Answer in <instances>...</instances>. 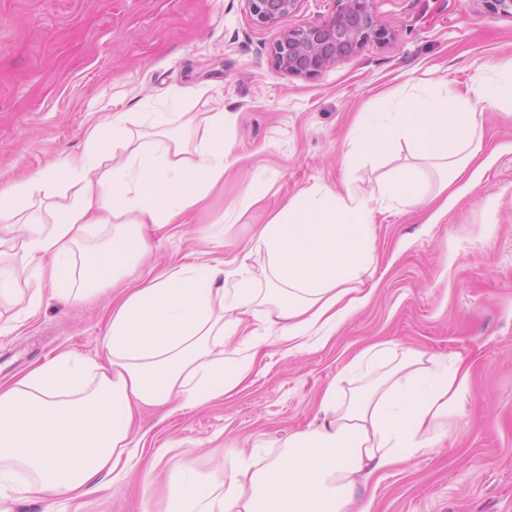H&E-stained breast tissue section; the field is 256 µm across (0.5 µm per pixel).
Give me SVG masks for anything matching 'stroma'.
Listing matches in <instances>:
<instances>
[{"instance_id": "35a3bbf8", "label": "stroma", "mask_w": 512, "mask_h": 512, "mask_svg": "<svg viewBox=\"0 0 512 512\" xmlns=\"http://www.w3.org/2000/svg\"><path fill=\"white\" fill-rule=\"evenodd\" d=\"M388 37L313 76L277 70L273 28L246 0H0V189L89 149L113 113L223 110L236 163L188 224L153 234L136 284L176 264L241 256L258 225L292 196L327 187L364 192L409 163L407 152L344 164L356 115L408 100L447 80L468 95L512 62V15L481 0H373ZM471 186L444 214L434 205L383 204L373 214L379 262L361 285L370 299L330 341L304 351L270 339L231 394L160 419L144 411L141 462L80 512H141L185 467L220 481L241 454L280 455L289 434L320 422L328 386L346 392L361 350L462 359L469 391L434 451L387 471L371 512H512V109H486ZM77 180L28 202L53 224ZM259 194L252 207L246 192ZM112 291L72 304L44 291L36 314L0 334V383L65 352H101Z\"/></svg>"}]
</instances>
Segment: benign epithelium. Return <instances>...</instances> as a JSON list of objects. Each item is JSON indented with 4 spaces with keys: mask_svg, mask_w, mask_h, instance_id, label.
I'll use <instances>...</instances> for the list:
<instances>
[{
    "mask_svg": "<svg viewBox=\"0 0 512 512\" xmlns=\"http://www.w3.org/2000/svg\"><path fill=\"white\" fill-rule=\"evenodd\" d=\"M300 0H247L254 20L277 31L272 46L275 67L288 75L312 76L355 53L387 32L372 12L371 0H336L334 14L320 22L295 26L291 18Z\"/></svg>",
    "mask_w": 512,
    "mask_h": 512,
    "instance_id": "benign-epithelium-1",
    "label": "benign epithelium"
}]
</instances>
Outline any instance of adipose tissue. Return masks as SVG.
Masks as SVG:
<instances>
[{
	"mask_svg": "<svg viewBox=\"0 0 512 512\" xmlns=\"http://www.w3.org/2000/svg\"><path fill=\"white\" fill-rule=\"evenodd\" d=\"M505 106L512 68L469 97L433 82L411 100L359 113L353 152L383 156L404 146L414 164L365 195L319 187L291 197L233 270L182 264L125 288L112 303L102 359L64 354L0 385V487L70 502L101 490V475L121 483L142 452L140 411L171 415L235 391L271 338L298 350L327 343L369 300L356 285L378 264L371 203L447 200L482 149L484 110ZM192 121L186 112H155L135 133L115 116L90 137L93 150L117 152L109 178L93 176L82 157L1 189L0 259L18 254L22 267L0 262V299L16 295L23 313L36 311L46 282L66 300L87 301L141 262L151 230L186 223L232 165L223 112L207 113V135L188 155L180 131ZM75 173L82 202L62 208L48 228L26 214L35 193ZM96 224L112 234L91 248ZM255 265L267 287L256 286ZM21 272L39 285L20 295ZM260 313L263 329H245L246 317ZM382 360L388 369L358 384L362 366ZM470 371L464 361L419 352L392 360L386 344L372 345L345 369L357 382L349 396L328 387L320 423L289 435L287 453L261 466L239 459L218 487L193 471L173 475L159 512H371V483L447 438Z\"/></svg>",
	"mask_w": 512,
	"mask_h": 512,
	"instance_id": "obj_1",
	"label": "adipose tissue"
}]
</instances>
